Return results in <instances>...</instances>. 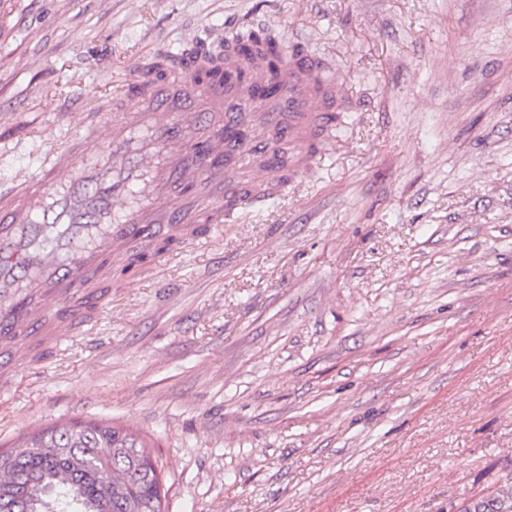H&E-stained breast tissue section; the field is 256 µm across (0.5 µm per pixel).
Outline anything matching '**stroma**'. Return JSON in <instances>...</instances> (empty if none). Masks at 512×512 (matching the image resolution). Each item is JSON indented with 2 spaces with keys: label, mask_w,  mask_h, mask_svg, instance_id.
<instances>
[{
  "label": "stroma",
  "mask_w": 512,
  "mask_h": 512,
  "mask_svg": "<svg viewBox=\"0 0 512 512\" xmlns=\"http://www.w3.org/2000/svg\"><path fill=\"white\" fill-rule=\"evenodd\" d=\"M268 28L356 103L285 192L29 339L0 447L153 437L165 512H457L512 474V0H0V195L157 51Z\"/></svg>",
  "instance_id": "1"
}]
</instances>
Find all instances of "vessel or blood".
I'll return each mask as SVG.
<instances>
[{
  "label": "vessel or blood",
  "instance_id": "1",
  "mask_svg": "<svg viewBox=\"0 0 512 512\" xmlns=\"http://www.w3.org/2000/svg\"><path fill=\"white\" fill-rule=\"evenodd\" d=\"M217 74L146 71L115 113L107 161L73 149L24 176L22 195L0 198V378L32 336L60 338L88 308L105 259L144 234L166 236L235 211L243 196L278 189L277 159L267 134L280 132L298 172L312 169L311 144L331 124L343 83L317 60L293 57L270 81L262 55L214 58ZM207 181L218 199L194 205L173 187Z\"/></svg>",
  "mask_w": 512,
  "mask_h": 512
}]
</instances>
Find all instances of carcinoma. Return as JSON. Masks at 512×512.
<instances>
[{"mask_svg":"<svg viewBox=\"0 0 512 512\" xmlns=\"http://www.w3.org/2000/svg\"><path fill=\"white\" fill-rule=\"evenodd\" d=\"M167 493L147 441L112 420L48 424L0 451V512H164ZM466 512H512V477Z\"/></svg>","mask_w":512,"mask_h":512,"instance_id":"cac0c4a2","label":"carcinoma"}]
</instances>
